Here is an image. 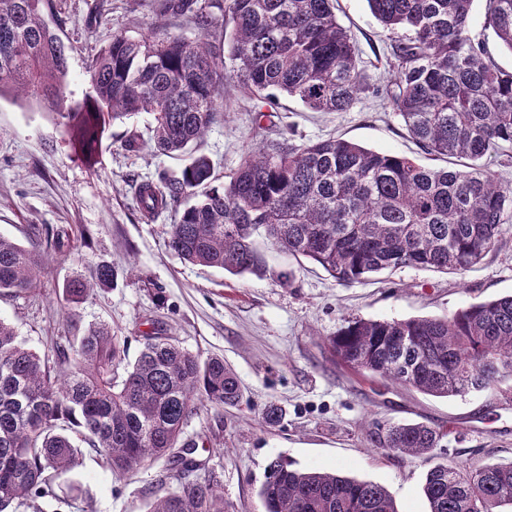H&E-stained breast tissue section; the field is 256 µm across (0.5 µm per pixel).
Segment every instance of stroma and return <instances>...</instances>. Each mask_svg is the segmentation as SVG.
I'll list each match as a JSON object with an SVG mask.
<instances>
[{"label":"stroma","mask_w":512,"mask_h":512,"mask_svg":"<svg viewBox=\"0 0 512 512\" xmlns=\"http://www.w3.org/2000/svg\"><path fill=\"white\" fill-rule=\"evenodd\" d=\"M68 55L69 98L88 89L87 66L113 34L145 37L164 30L195 39L192 19L164 15L157 0H53ZM339 22L354 35L359 69L373 86L391 83L389 39L366 0H339ZM142 114L106 131L96 165L75 154L61 117L34 100L0 98V236L21 245L64 232L62 251L49 252L40 288L31 295L0 296V319L26 346L50 354L56 343L106 325L128 336L136 358L143 338L161 334L192 353L223 356L243 388L240 406L200 410L185 433L208 439L196 457L220 474L224 512H263L257 492L278 457L300 469L333 471L383 485L397 512H428L422 492L430 462L448 466L512 460V379L497 389L437 398L391 382L363 378L336 357L330 339L349 320L442 317L469 305L512 294V231L497 252L464 274L405 267L342 285L309 262L267 252L262 276H235L186 263L170 249L176 218L167 209L144 217L139 183L178 178L183 160L157 152ZM143 138L137 151L127 141ZM301 144L340 137L366 148L404 154L429 164L382 98L366 93L344 112H313L281 96L271 119L255 121L254 101L234 82L224 86V119L199 146L223 184L244 154L279 133ZM111 265V285L95 288L71 324L63 295L75 277ZM285 412L266 426L269 403ZM422 422L447 427L433 461L380 448L386 426ZM165 462L113 473L91 451L39 499L41 512H143L164 492Z\"/></svg>","instance_id":"obj_1"}]
</instances>
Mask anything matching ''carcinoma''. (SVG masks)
I'll return each instance as SVG.
<instances>
[{
	"mask_svg": "<svg viewBox=\"0 0 512 512\" xmlns=\"http://www.w3.org/2000/svg\"><path fill=\"white\" fill-rule=\"evenodd\" d=\"M366 2L392 35L395 78L384 99L424 154L466 159L465 169L427 167L343 138L285 139L247 151L223 186L211 185L213 164L197 148L223 110L225 79L256 101L259 120L278 93L317 112H340L366 92L337 0H224L231 28L222 54L202 36L115 34L93 56L80 101L66 93V47L45 18L50 0H0V96L22 94L57 112L89 162L107 126L148 114L154 148L187 163L161 188L139 184L136 201L153 218L189 199L169 240L186 262L261 276L267 244L346 285L403 267L463 274L512 225V187L487 163L512 145V69L500 68L485 43L468 35L475 0ZM482 2L484 26L512 53V0ZM161 12L189 13L204 32L213 23L196 0H163ZM60 249L57 235L44 249L0 237V294L36 291L45 255ZM112 278L110 265H98L93 280L67 284V301L81 303ZM330 344L363 377L435 397L483 392L512 376V295L440 318H357ZM125 360V340L105 326L76 345L56 346L52 362L0 319V512L31 508L54 493L56 479L82 456L75 436L114 472L159 460L178 474L198 472L147 512H224L220 476L201 466L198 444L184 435L200 408L239 406L235 370L167 336L145 337L134 362ZM448 433L393 424L379 444L429 461ZM422 491L429 512H496L512 506V462L433 464ZM258 496L264 512H396L380 484L280 458Z\"/></svg>",
	"mask_w": 512,
	"mask_h": 512,
	"instance_id": "cac0c4a2",
	"label": "carcinoma"
}]
</instances>
